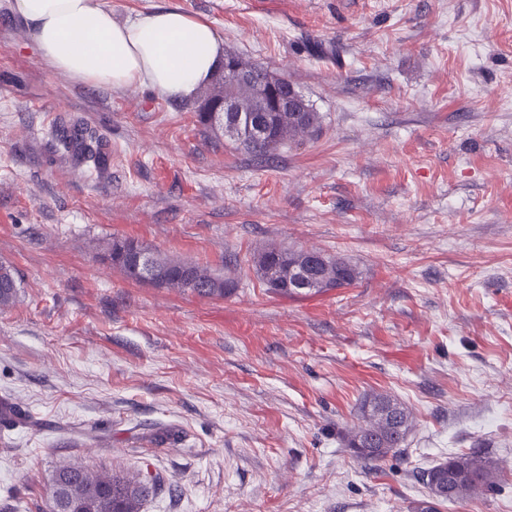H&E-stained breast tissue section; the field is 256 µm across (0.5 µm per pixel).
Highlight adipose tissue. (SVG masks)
<instances>
[{"label":"adipose tissue","instance_id":"ef3b65f1","mask_svg":"<svg viewBox=\"0 0 512 512\" xmlns=\"http://www.w3.org/2000/svg\"><path fill=\"white\" fill-rule=\"evenodd\" d=\"M10 7L30 24L40 57L82 82L187 98L212 79L224 57L212 23L176 8L120 22L100 0H11Z\"/></svg>","mask_w":512,"mask_h":512}]
</instances>
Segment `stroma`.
I'll use <instances>...</instances> for the list:
<instances>
[{"mask_svg":"<svg viewBox=\"0 0 512 512\" xmlns=\"http://www.w3.org/2000/svg\"><path fill=\"white\" fill-rule=\"evenodd\" d=\"M175 7L226 52L287 76L322 117L267 155L197 121L198 99L92 86L38 55L0 0V512H49L62 459L157 478L142 512H414L420 470L475 452L512 512V0H105ZM112 151L98 175L52 136ZM132 237L234 278L222 297L127 279L96 255ZM270 246L356 265L285 296ZM401 403L397 458L341 434L365 396ZM20 283L14 267L7 262H0V309L12 307L19 294Z\"/></svg>","mask_w":512,"mask_h":512,"instance_id":"obj_1","label":"stroma"}]
</instances>
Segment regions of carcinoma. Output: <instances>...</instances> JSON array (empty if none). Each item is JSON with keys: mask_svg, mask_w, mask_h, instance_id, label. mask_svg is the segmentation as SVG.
Returning <instances> with one entry per match:
<instances>
[{"mask_svg": "<svg viewBox=\"0 0 512 512\" xmlns=\"http://www.w3.org/2000/svg\"><path fill=\"white\" fill-rule=\"evenodd\" d=\"M241 71L254 80L270 75L267 69L234 55ZM204 104L231 100L245 116L264 119L267 133L256 139L248 127L236 124L238 113L199 112L198 121L226 135L254 153L267 154L285 142L298 143L313 136L320 128L321 116L313 105L303 112H261L258 101L238 81L222 75L214 77L199 96ZM56 139L65 151L81 162L89 163L101 174L109 160L108 145L84 129L61 126ZM98 257L126 278L140 282L138 258H145L152 271L150 283L202 297H222L235 288V282L201 263L174 259L150 249L131 238L114 237L97 247ZM262 279L274 291L292 295L299 290L323 291L350 286L359 271L348 259L321 250L266 248L253 255ZM20 283L14 267L0 262V309L12 307ZM361 423L344 432V447L365 462L374 463L395 455L405 442L411 427L406 408L382 394L363 400L358 408ZM428 489V499L419 503L416 512H438L444 502L464 501L483 492H493L499 484L498 469L476 454H456L421 474ZM156 482L148 477H133L91 468L80 461H64L55 470L49 489L51 512H141L142 505L155 492Z\"/></svg>", "mask_w": 512, "mask_h": 512, "instance_id": "carcinoma-1", "label": "carcinoma"}]
</instances>
